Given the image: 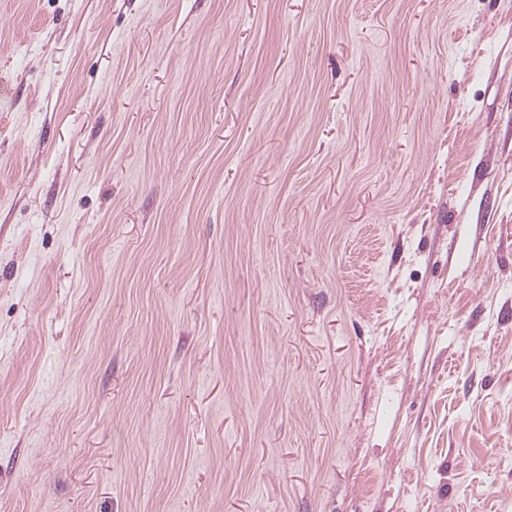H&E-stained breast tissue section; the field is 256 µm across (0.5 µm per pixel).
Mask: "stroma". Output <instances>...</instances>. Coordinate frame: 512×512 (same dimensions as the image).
I'll list each match as a JSON object with an SVG mask.
<instances>
[{
	"label": "stroma",
	"instance_id": "stroma-1",
	"mask_svg": "<svg viewBox=\"0 0 512 512\" xmlns=\"http://www.w3.org/2000/svg\"><path fill=\"white\" fill-rule=\"evenodd\" d=\"M0 512H512V0H0Z\"/></svg>",
	"mask_w": 512,
	"mask_h": 512
}]
</instances>
